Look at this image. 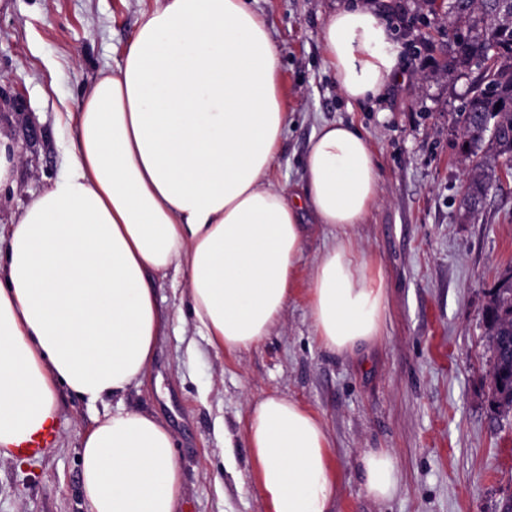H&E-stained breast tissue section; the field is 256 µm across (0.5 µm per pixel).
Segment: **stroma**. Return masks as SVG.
Here are the masks:
<instances>
[{
    "instance_id": "obj_1",
    "label": "stroma",
    "mask_w": 512,
    "mask_h": 512,
    "mask_svg": "<svg viewBox=\"0 0 512 512\" xmlns=\"http://www.w3.org/2000/svg\"><path fill=\"white\" fill-rule=\"evenodd\" d=\"M392 26L397 66L374 103L348 108L328 68L321 32L334 0H252L280 50L289 120L273 180L296 191L314 129L353 124L377 162L378 201L356 225L359 260L387 294L382 333L351 353L323 349L303 290L331 237L311 232L283 325L260 346L216 353L196 331L184 279H156L168 321L144 384L121 401L89 404L59 389L55 436L20 462L0 455V512H86L80 446L97 414L123 405L159 417L176 441L180 512H264L242 431L251 400L279 392L327 424L341 481L332 512H501L512 497V414L489 398L492 363L484 309L512 268V161L473 216L456 113L469 81L448 73V38L422 0H363ZM157 0H0V144L13 177L0 185V228L62 171L76 142L65 113L115 69ZM232 435L230 460L215 434ZM389 448L403 474L388 500L370 497L359 461Z\"/></svg>"
}]
</instances>
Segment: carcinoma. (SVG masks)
Wrapping results in <instances>:
<instances>
[{"label":"carcinoma","instance_id":"cac0c4a2","mask_svg":"<svg viewBox=\"0 0 512 512\" xmlns=\"http://www.w3.org/2000/svg\"><path fill=\"white\" fill-rule=\"evenodd\" d=\"M451 33L450 70H478L476 86L460 110L463 152L471 165L463 197L472 215L498 179L491 160L512 157V0H443ZM492 354L491 402L512 413V270L501 278L485 310Z\"/></svg>","mask_w":512,"mask_h":512}]
</instances>
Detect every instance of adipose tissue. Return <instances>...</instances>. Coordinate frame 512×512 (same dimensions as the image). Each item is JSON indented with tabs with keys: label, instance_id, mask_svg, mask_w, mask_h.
<instances>
[{
	"label": "adipose tissue",
	"instance_id": "ef3b65f1",
	"mask_svg": "<svg viewBox=\"0 0 512 512\" xmlns=\"http://www.w3.org/2000/svg\"><path fill=\"white\" fill-rule=\"evenodd\" d=\"M321 40L348 105L376 100L399 53L381 17L344 0ZM279 74V48L248 0H159L117 68L86 89L74 152L9 226L0 257V450L53 425L59 389L102 402L143 384L163 325L157 277L184 278L215 350L260 344L283 318L314 223L334 233L306 288L320 345L351 352L380 335L383 278L348 235L376 204L374 152L355 126L322 124L298 191L277 188ZM243 436L267 512H328L340 473L319 415L270 393L250 402ZM360 464L371 497L399 490L390 449ZM80 466L88 512H177L174 437L151 414L96 418Z\"/></svg>",
	"mask_w": 512,
	"mask_h": 512
}]
</instances>
